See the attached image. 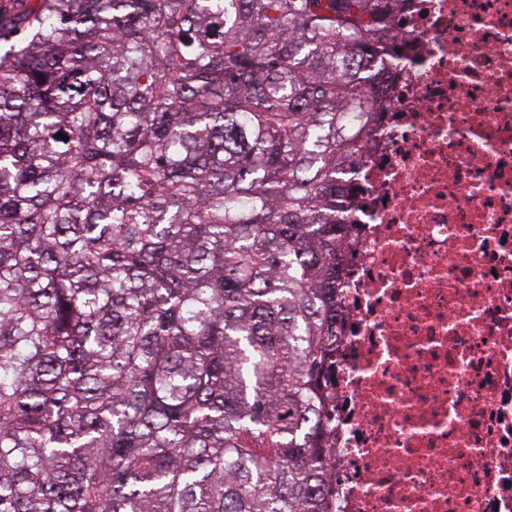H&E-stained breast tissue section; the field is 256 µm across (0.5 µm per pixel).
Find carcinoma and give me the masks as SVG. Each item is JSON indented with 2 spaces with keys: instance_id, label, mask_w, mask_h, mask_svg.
I'll use <instances>...</instances> for the list:
<instances>
[{
  "instance_id": "obj_1",
  "label": "carcinoma",
  "mask_w": 512,
  "mask_h": 512,
  "mask_svg": "<svg viewBox=\"0 0 512 512\" xmlns=\"http://www.w3.org/2000/svg\"><path fill=\"white\" fill-rule=\"evenodd\" d=\"M407 2L0 6V512H324L341 179Z\"/></svg>"
}]
</instances>
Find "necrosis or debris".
<instances>
[{"label": "necrosis or debris", "mask_w": 512, "mask_h": 512, "mask_svg": "<svg viewBox=\"0 0 512 512\" xmlns=\"http://www.w3.org/2000/svg\"><path fill=\"white\" fill-rule=\"evenodd\" d=\"M352 198L325 512H512V0H415Z\"/></svg>", "instance_id": "obj_1"}]
</instances>
